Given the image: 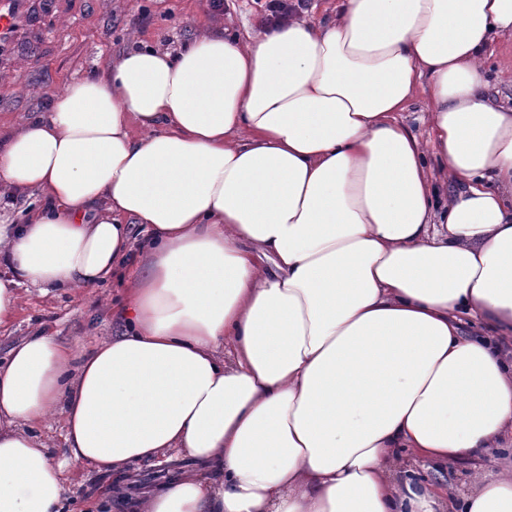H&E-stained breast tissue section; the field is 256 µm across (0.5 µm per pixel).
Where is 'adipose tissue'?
Returning <instances> with one entry per match:
<instances>
[{
  "mask_svg": "<svg viewBox=\"0 0 512 512\" xmlns=\"http://www.w3.org/2000/svg\"><path fill=\"white\" fill-rule=\"evenodd\" d=\"M512 0H336L327 20L219 24L122 51L0 127V334L19 289L124 268L123 334L44 330L0 358V512H62L72 461L119 480L192 460L129 512H512V461L469 492L394 473L512 435V105L484 51ZM424 96L459 193L398 120ZM493 336V337H494Z\"/></svg>",
  "mask_w": 512,
  "mask_h": 512,
  "instance_id": "ef3b65f1",
  "label": "adipose tissue"
}]
</instances>
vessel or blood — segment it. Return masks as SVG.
I'll use <instances>...</instances> for the list:
<instances>
[{"instance_id": "obj_1", "label": "vessel or blood", "mask_w": 512, "mask_h": 512, "mask_svg": "<svg viewBox=\"0 0 512 512\" xmlns=\"http://www.w3.org/2000/svg\"><path fill=\"white\" fill-rule=\"evenodd\" d=\"M43 0H0V52L19 54L41 34Z\"/></svg>"}]
</instances>
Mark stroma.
<instances>
[{"label": "stroma", "instance_id": "obj_1", "mask_svg": "<svg viewBox=\"0 0 512 512\" xmlns=\"http://www.w3.org/2000/svg\"><path fill=\"white\" fill-rule=\"evenodd\" d=\"M45 16V36L35 53L0 61V123L20 120L44 106L73 80L90 76L136 36L167 48L196 34L210 20L208 0H55ZM113 278L76 296H43L22 290L12 333L0 335V356L14 340L44 327L61 339L86 345L115 336L120 324L111 302L121 297Z\"/></svg>", "mask_w": 512, "mask_h": 512}]
</instances>
